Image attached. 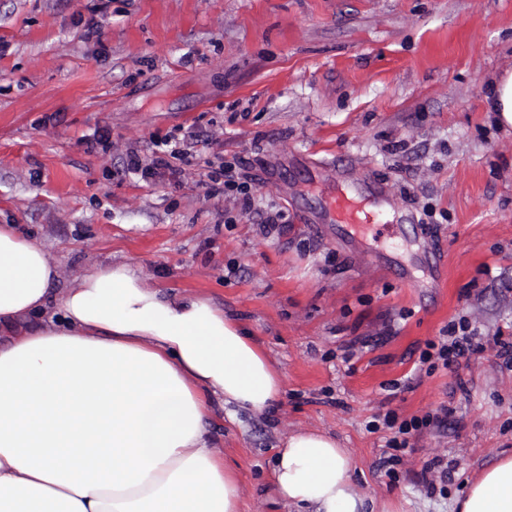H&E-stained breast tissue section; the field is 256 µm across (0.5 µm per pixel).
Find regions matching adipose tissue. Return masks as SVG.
Here are the masks:
<instances>
[{"label":"adipose tissue","mask_w":512,"mask_h":512,"mask_svg":"<svg viewBox=\"0 0 512 512\" xmlns=\"http://www.w3.org/2000/svg\"><path fill=\"white\" fill-rule=\"evenodd\" d=\"M42 244L0 224V512H240L212 445L214 402L263 411L284 393L264 348L211 298L162 295L101 263L61 296ZM335 438L277 449L296 512H368ZM459 512H512V457L483 470Z\"/></svg>","instance_id":"adipose-tissue-1"}]
</instances>
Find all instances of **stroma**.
Here are the masks:
<instances>
[{"label": "stroma", "instance_id": "1", "mask_svg": "<svg viewBox=\"0 0 512 512\" xmlns=\"http://www.w3.org/2000/svg\"><path fill=\"white\" fill-rule=\"evenodd\" d=\"M511 64L512 0H0V224L42 243L56 292L124 262L252 333L282 402L209 423L242 512H291L270 471L299 430L336 437L377 512H457L465 483L512 456V132L486 108ZM190 135L173 169L128 172L152 138ZM228 163L251 211L224 196ZM339 182L381 188L410 218L399 239L326 223L319 192ZM462 316L481 348L415 374ZM442 405L447 424L411 439L391 480L368 422ZM435 459L444 496L424 487Z\"/></svg>", "mask_w": 512, "mask_h": 512}]
</instances>
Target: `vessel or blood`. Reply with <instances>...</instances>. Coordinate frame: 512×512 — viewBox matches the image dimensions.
<instances>
[{"instance_id":"obj_1","label":"vessel or blood","mask_w":512,"mask_h":512,"mask_svg":"<svg viewBox=\"0 0 512 512\" xmlns=\"http://www.w3.org/2000/svg\"><path fill=\"white\" fill-rule=\"evenodd\" d=\"M322 207L332 223L356 235L378 241L396 234L397 221L383 220L380 206L364 194L339 187L323 195Z\"/></svg>"}]
</instances>
